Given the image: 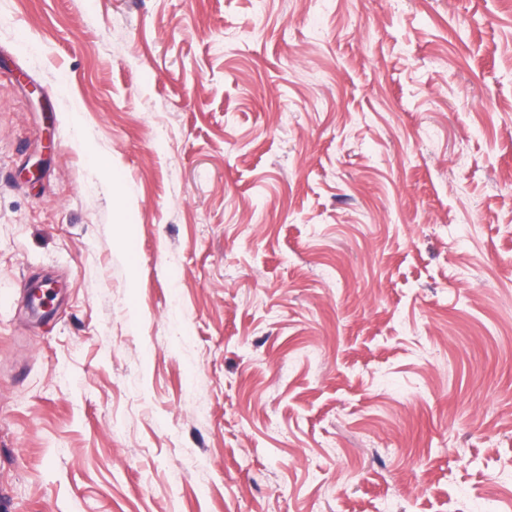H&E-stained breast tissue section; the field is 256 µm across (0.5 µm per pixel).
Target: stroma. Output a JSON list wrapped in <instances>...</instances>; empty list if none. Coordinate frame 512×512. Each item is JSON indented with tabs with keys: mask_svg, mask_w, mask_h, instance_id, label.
<instances>
[{
	"mask_svg": "<svg viewBox=\"0 0 512 512\" xmlns=\"http://www.w3.org/2000/svg\"><path fill=\"white\" fill-rule=\"evenodd\" d=\"M0 512H512V0H0Z\"/></svg>",
	"mask_w": 512,
	"mask_h": 512,
	"instance_id": "1",
	"label": "stroma"
}]
</instances>
